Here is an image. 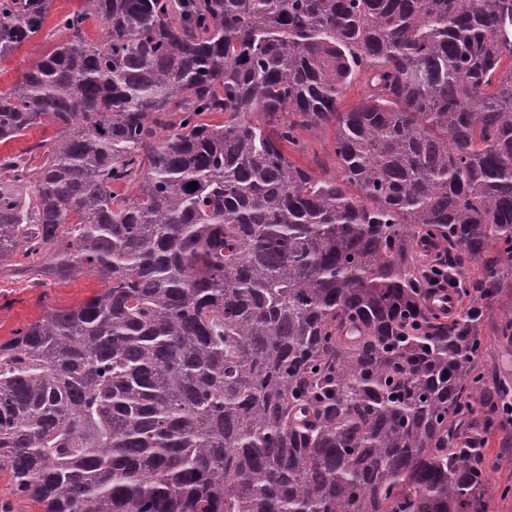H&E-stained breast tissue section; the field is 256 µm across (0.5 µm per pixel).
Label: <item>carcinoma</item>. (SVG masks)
<instances>
[{"label":"carcinoma","instance_id":"obj_1","mask_svg":"<svg viewBox=\"0 0 512 512\" xmlns=\"http://www.w3.org/2000/svg\"><path fill=\"white\" fill-rule=\"evenodd\" d=\"M52 3L0 0V59ZM55 28L0 90V143L55 129L0 157V265L105 288L0 343V512H486L512 0H81ZM328 129L334 169L292 160ZM423 240L475 294L453 318ZM54 139V128L49 125L38 126L25 132L22 137L12 139L6 144L0 143V156L12 152L20 154L42 141L51 142ZM424 302L429 309L440 314H451L457 307L456 296L448 286L431 288Z\"/></svg>","mask_w":512,"mask_h":512}]
</instances>
